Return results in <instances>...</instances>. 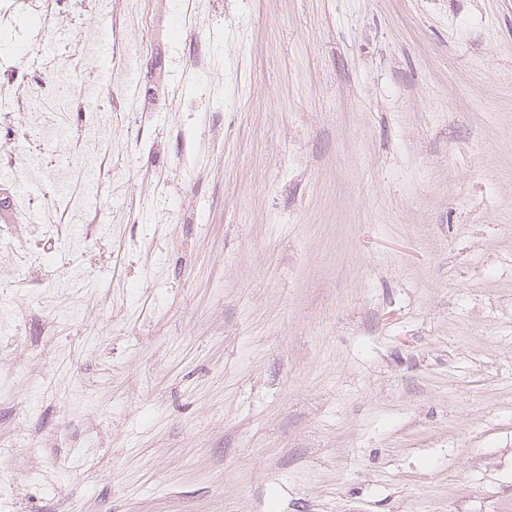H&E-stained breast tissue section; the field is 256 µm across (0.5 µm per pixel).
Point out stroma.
<instances>
[{
	"label": "stroma",
	"mask_w": 512,
	"mask_h": 512,
	"mask_svg": "<svg viewBox=\"0 0 512 512\" xmlns=\"http://www.w3.org/2000/svg\"><path fill=\"white\" fill-rule=\"evenodd\" d=\"M182 2L126 34L158 104L15 121L0 512H512V0Z\"/></svg>",
	"instance_id": "stroma-1"
}]
</instances>
